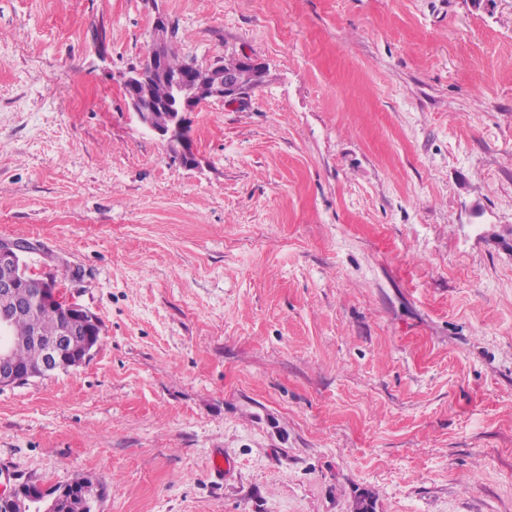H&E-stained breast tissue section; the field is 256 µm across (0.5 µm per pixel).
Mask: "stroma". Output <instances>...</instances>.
Wrapping results in <instances>:
<instances>
[{
	"label": "stroma",
	"instance_id": "obj_1",
	"mask_svg": "<svg viewBox=\"0 0 512 512\" xmlns=\"http://www.w3.org/2000/svg\"><path fill=\"white\" fill-rule=\"evenodd\" d=\"M158 13L180 57L265 71L187 114L193 166L124 94ZM0 237L104 325L0 391L20 481L512 512V0H0Z\"/></svg>",
	"mask_w": 512,
	"mask_h": 512
}]
</instances>
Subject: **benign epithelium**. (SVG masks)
Here are the masks:
<instances>
[{"mask_svg":"<svg viewBox=\"0 0 512 512\" xmlns=\"http://www.w3.org/2000/svg\"><path fill=\"white\" fill-rule=\"evenodd\" d=\"M169 23L161 14L155 16L151 27L152 47L147 59L137 69L130 71L124 81L128 104L140 122L159 135L170 140L174 129L184 124V113L194 111L200 104L219 100L236 102L250 88L263 82V70L226 71L221 63L200 67L194 63L180 70H171L166 45ZM169 86L170 103L174 110V127L165 128L154 122L152 112L144 105L141 94H147L158 80ZM38 249L31 242L13 238H0V391L28 383L34 378H44L69 368L80 367L91 361L101 345V321L82 306L66 300L62 291L47 276L34 273L28 263V255ZM61 308L66 315L79 318L75 325H84L82 338L72 334V326L62 325L54 336H28L25 341L39 344L41 361L33 364L19 359L15 348L18 340L11 335L10 324L14 314L41 312ZM66 487L57 490L40 483H0V505L8 512H30L29 503H38L36 512H59L65 498ZM80 493L91 512H98L102 499V485L87 477Z\"/></svg>","mask_w":512,"mask_h":512,"instance_id":"obj_1","label":"benign epithelium"}]
</instances>
